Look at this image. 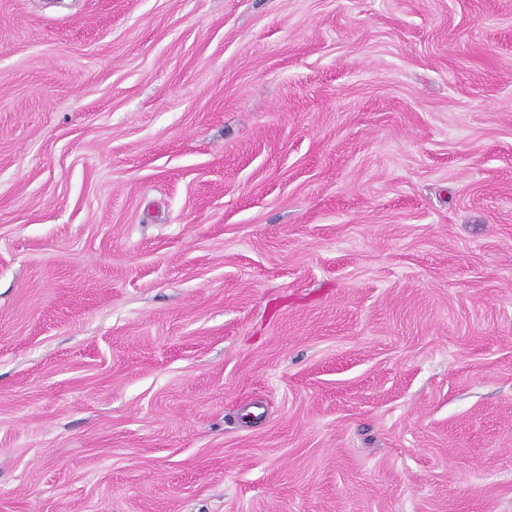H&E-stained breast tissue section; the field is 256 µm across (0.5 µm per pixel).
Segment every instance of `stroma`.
<instances>
[{"mask_svg": "<svg viewBox=\"0 0 512 512\" xmlns=\"http://www.w3.org/2000/svg\"><path fill=\"white\" fill-rule=\"evenodd\" d=\"M0 512H512V0H0Z\"/></svg>", "mask_w": 512, "mask_h": 512, "instance_id": "1", "label": "stroma"}]
</instances>
